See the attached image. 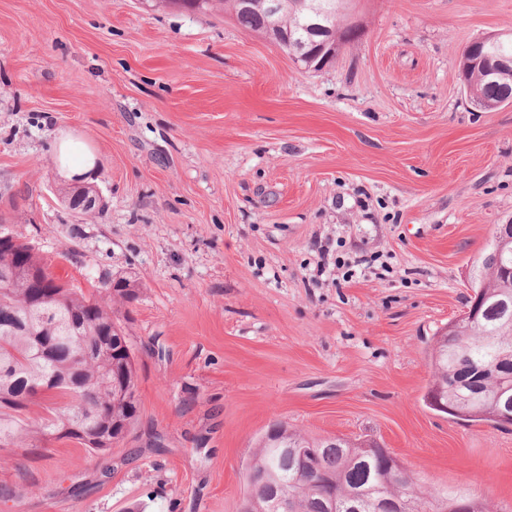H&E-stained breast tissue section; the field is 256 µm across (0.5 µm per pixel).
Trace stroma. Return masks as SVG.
<instances>
[{"mask_svg":"<svg viewBox=\"0 0 512 512\" xmlns=\"http://www.w3.org/2000/svg\"><path fill=\"white\" fill-rule=\"evenodd\" d=\"M317 71L222 6L0 0V234L84 292L127 280L138 419L120 447L0 450V512H241L277 422L375 439L429 494L512 512V429L430 409L435 336L512 224V104L471 42L512 0H352ZM95 154L61 200L57 131ZM471 75L473 76V93L476 97L485 102V110H493L509 105L508 102L503 103L502 91L505 88L512 89L511 71L503 72L497 75L494 79H486L484 78L481 70L477 69L475 65L471 68Z\"/></svg>","mask_w":512,"mask_h":512,"instance_id":"obj_1","label":"stroma"}]
</instances>
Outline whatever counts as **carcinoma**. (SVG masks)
<instances>
[{"label":"carcinoma","instance_id":"cac0c4a2","mask_svg":"<svg viewBox=\"0 0 512 512\" xmlns=\"http://www.w3.org/2000/svg\"><path fill=\"white\" fill-rule=\"evenodd\" d=\"M279 20L303 40L308 15L281 0ZM323 9L317 22L344 29L345 41L355 29L344 22L346 0H314ZM267 0H251L235 10L238 22L266 33ZM473 93L493 110L504 106L502 91L512 89V72L493 79L471 68ZM15 269L12 282L0 284V441L12 448L36 452L54 440H73L89 451L99 448L83 440L77 427L102 428L112 420L132 427L137 402L112 404V387L125 383L137 393L132 344L125 331L112 322L114 305L133 296L121 281L96 296L68 287L50 264L15 236H0V262ZM512 264V252L496 250L482 260L478 290L488 295L472 320L454 321L456 330L435 341L431 366L444 390L447 415L472 421L497 422L499 399L512 397V281L501 278L499 266ZM87 345L94 352L75 368L72 353ZM43 384L47 393L31 392ZM286 448H272L260 440L249 469L274 466L278 483L249 486L244 505L256 512L263 498L284 490L292 512H325L322 494L336 496V512H378V503L398 495L403 512H455L461 494H447L433 502L405 475L391 477L377 452L364 455L360 446L344 438L311 439L282 425Z\"/></svg>","mask_w":512,"mask_h":512}]
</instances>
